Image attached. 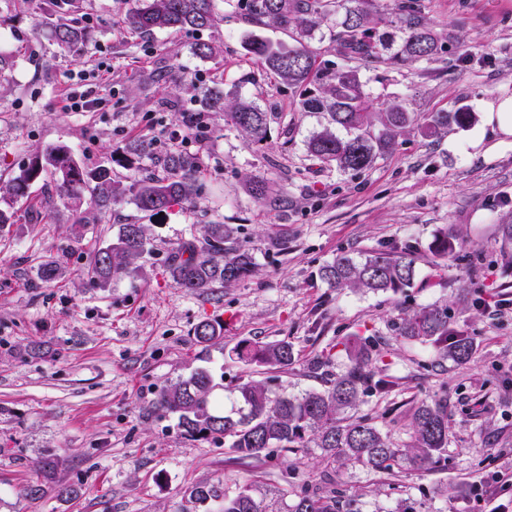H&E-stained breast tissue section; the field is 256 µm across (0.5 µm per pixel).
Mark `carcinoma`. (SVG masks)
Listing matches in <instances>:
<instances>
[{"instance_id": "1", "label": "carcinoma", "mask_w": 512, "mask_h": 512, "mask_svg": "<svg viewBox=\"0 0 512 512\" xmlns=\"http://www.w3.org/2000/svg\"><path fill=\"white\" fill-rule=\"evenodd\" d=\"M238 8L257 23L283 29L295 27L301 34L321 29L331 19L329 38L336 53L346 59L369 63L430 61L438 53V41L424 22L421 0H396L393 6L371 11L362 0H237ZM224 18L214 9V0H135L122 23L135 35L156 30L200 31L216 28ZM57 44L76 48L83 44L85 29L63 25L52 33ZM247 51L279 83L296 93L300 112H325L330 126L308 143L309 153L328 166L343 171H363L393 150L409 129L432 135L453 123L466 126L472 113L461 106L418 114L395 101L383 112L372 110L365 84L358 71L320 64L303 45L273 44L255 35ZM204 107L224 117L255 143L266 140L270 113L239 98L230 103L226 94L214 89L204 92ZM187 134L208 138L199 113H179ZM118 162L132 171L130 184L115 179L110 166L88 168L64 146L38 154L9 184L14 197L28 195L30 186L43 174H51L56 195L79 200L89 194L95 208L109 213L130 198L136 208L153 217L174 206L195 207L201 198L200 153L178 149L153 150L151 140L137 137L124 147ZM249 189L259 201L281 206L287 198H268V187L260 176L249 179ZM458 238L439 233L432 249L440 257L456 254ZM150 238L145 224L126 223L106 246L93 251L88 273L100 285L138 275L137 264L149 252ZM417 252L406 247L394 252L368 254L357 261L342 254L323 265L320 279L338 290L357 289L377 293L399 291L413 285ZM253 267L252 253L235 237L234 228L209 224L200 238L182 243L167 259L166 271L172 282L194 294H207L242 280ZM399 336L410 342L428 344L440 356L458 365L472 357L475 339L448 323V307L432 305L400 318ZM224 326L202 320L193 327L198 343H209L223 335ZM376 343L369 339L350 353V365L336 376L326 378L321 389L298 395L274 394L261 381L246 380L237 387L238 409L224 413L210 400L215 387L212 376L201 370L190 377L167 384L158 394L159 407L178 417L182 432L194 438L224 439L232 452L257 456L262 452L320 450L327 469L324 485L315 488L292 485L270 501L257 499L249 483L230 489L223 483L196 485L189 497L199 503L211 501L216 512H362L358 499L336 488L332 473L345 466H360L388 472L421 470L438 462L448 450V400L423 402L401 429L408 440L394 442L392 432L378 426L374 418L358 416L361 396L370 388L389 390L393 382L374 379L368 370ZM236 359L247 366L286 368L296 362L294 347L286 340L260 342L241 340L234 349Z\"/></svg>"}]
</instances>
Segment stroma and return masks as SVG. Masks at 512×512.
Wrapping results in <instances>:
<instances>
[{"label": "stroma", "instance_id": "stroma-1", "mask_svg": "<svg viewBox=\"0 0 512 512\" xmlns=\"http://www.w3.org/2000/svg\"><path fill=\"white\" fill-rule=\"evenodd\" d=\"M133 0H69L52 12L48 0H0V51L13 65L0 72V187L47 147L64 145L88 165L110 164L136 135L167 145L180 112L194 108L197 88L215 86L273 113L265 143L256 145L208 113L203 192L197 207L145 217L130 202L97 215L38 181L26 198L0 197L15 223L0 226V512H210L185 491L223 478L251 483L259 498L287 483L321 484L318 449L269 460L239 459L223 440L183 434L175 415L157 406L160 389L204 368L220 378L215 400L232 408L246 379L272 391L321 388L308 364H348V349L372 336L380 343L370 368L394 380L386 393L368 390L359 411L391 423L421 401L447 397L448 454L425 472L376 473L359 467L337 475L363 512H395L408 499L417 512H512V264L499 258L498 224L512 223V135L491 132L483 104L512 98V0H422L439 40L431 61L389 68L358 62L374 111L396 98L410 111L464 106L470 126L426 137L412 131L397 150L361 172L322 165L307 152L323 115L296 111L293 94L247 52L250 34L292 42L296 29L251 22L235 0H215L224 22L214 31H159L135 36L120 25ZM87 27L76 50L51 38L58 20ZM211 44L207 59L196 43ZM110 69L101 106L65 111L67 94L85 71ZM266 179L278 209L256 200L248 180ZM87 219L81 242L70 237ZM146 224L152 250L138 278L101 287L81 275L94 249L117 224ZM233 225L255 259L249 276L196 295L176 286L165 259L203 225ZM456 232L477 260L438 270L432 250L441 229ZM407 246L418 253L412 287L365 293L329 288L318 271L337 255L360 257ZM56 261L61 274L38 279ZM476 339L471 361L441 359L430 345L400 338L404 314L431 304ZM203 320L224 325L222 337L199 344ZM288 340L298 361L280 370L246 366L240 340ZM55 461L54 470L41 469ZM42 486L27 496L28 486ZM457 487L447 498L448 487Z\"/></svg>", "mask_w": 512, "mask_h": 512}]
</instances>
